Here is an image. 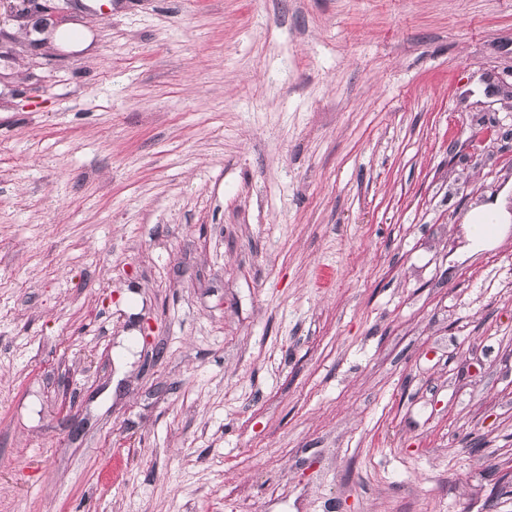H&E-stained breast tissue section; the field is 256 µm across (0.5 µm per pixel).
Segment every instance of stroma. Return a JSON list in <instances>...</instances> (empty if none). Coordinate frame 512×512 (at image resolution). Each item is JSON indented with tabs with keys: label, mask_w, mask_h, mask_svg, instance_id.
Returning <instances> with one entry per match:
<instances>
[{
	"label": "stroma",
	"mask_w": 512,
	"mask_h": 512,
	"mask_svg": "<svg viewBox=\"0 0 512 512\" xmlns=\"http://www.w3.org/2000/svg\"><path fill=\"white\" fill-rule=\"evenodd\" d=\"M19 5L0 512H512V0Z\"/></svg>",
	"instance_id": "35a3bbf8"
}]
</instances>
